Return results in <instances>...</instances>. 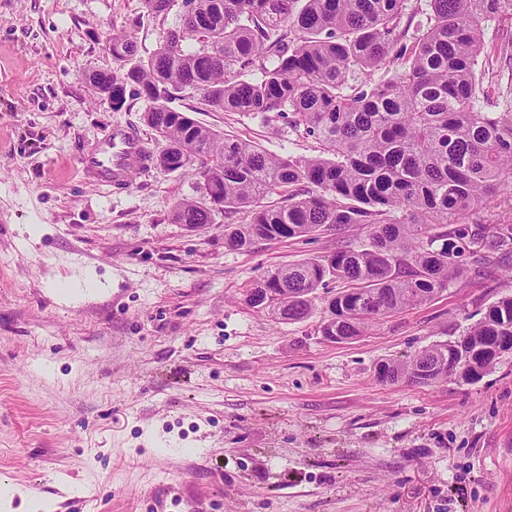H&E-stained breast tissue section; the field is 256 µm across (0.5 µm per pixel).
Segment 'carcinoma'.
<instances>
[{
	"mask_svg": "<svg viewBox=\"0 0 512 512\" xmlns=\"http://www.w3.org/2000/svg\"><path fill=\"white\" fill-rule=\"evenodd\" d=\"M181 25L140 55L133 37L112 34V72L87 81L112 108L128 91L144 99L143 119L159 136L155 165L194 168L208 205L175 203V224L201 227L212 214L251 210L224 225V245L294 239L352 224L369 228L361 248L341 247L275 269L246 290L286 288L263 310L298 321L328 279L343 283L322 333L361 336L407 307L434 299L468 272L481 274L512 252V224L463 222L512 178V107L484 112L478 74L485 23L512 14V0H430L414 21L409 0H144ZM378 71L358 84L349 78ZM190 95L205 108L285 119L328 156L283 157L205 127L171 103ZM310 184L319 192L304 193ZM283 193L288 204L263 206ZM512 336V294L491 304L464 337ZM382 381L430 385L448 379V343L380 364Z\"/></svg>",
	"mask_w": 512,
	"mask_h": 512,
	"instance_id": "1",
	"label": "carcinoma"
}]
</instances>
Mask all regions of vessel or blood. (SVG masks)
<instances>
[{
    "mask_svg": "<svg viewBox=\"0 0 512 512\" xmlns=\"http://www.w3.org/2000/svg\"><path fill=\"white\" fill-rule=\"evenodd\" d=\"M150 151L144 140L124 125H114L99 140L95 153L79 159L78 167L106 187L126 182L130 172L148 167Z\"/></svg>",
    "mask_w": 512,
    "mask_h": 512,
    "instance_id": "1",
    "label": "vessel or blood"
}]
</instances>
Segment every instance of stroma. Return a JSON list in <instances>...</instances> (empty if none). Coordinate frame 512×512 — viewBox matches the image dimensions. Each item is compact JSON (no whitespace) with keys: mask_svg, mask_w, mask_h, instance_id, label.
<instances>
[{"mask_svg":"<svg viewBox=\"0 0 512 512\" xmlns=\"http://www.w3.org/2000/svg\"><path fill=\"white\" fill-rule=\"evenodd\" d=\"M179 23L144 0H0V479L51 512H512V355L470 383L377 377L512 294V255L336 344L321 332L336 281L291 323L245 291L368 227L236 251L224 227L248 211L171 222L204 198L191 171L152 165L121 188L77 172L113 124L158 139L143 99L115 110L87 83L115 66L106 39L130 31L146 56ZM509 51L504 14L483 34L485 111L512 104ZM173 106L273 153H323L280 119Z\"/></svg>","mask_w":512,"mask_h":512,"instance_id":"1","label":"stroma"}]
</instances>
